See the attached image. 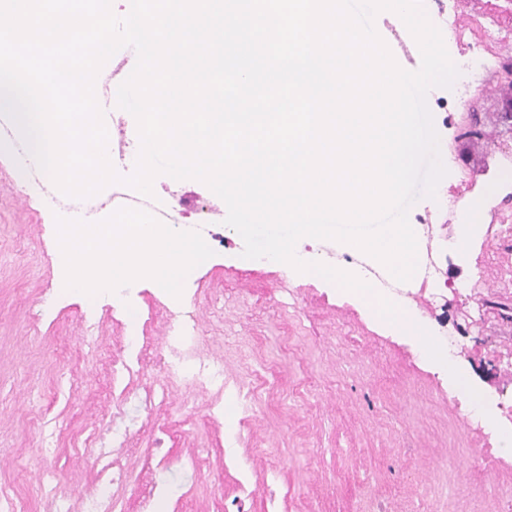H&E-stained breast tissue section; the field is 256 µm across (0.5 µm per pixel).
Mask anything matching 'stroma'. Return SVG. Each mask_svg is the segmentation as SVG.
<instances>
[{
	"label": "stroma",
	"instance_id": "1",
	"mask_svg": "<svg viewBox=\"0 0 512 512\" xmlns=\"http://www.w3.org/2000/svg\"><path fill=\"white\" fill-rule=\"evenodd\" d=\"M456 95L427 93L447 174L435 198H419L408 214L430 215L429 259L456 292L436 299L412 279L404 294L493 400L480 414L422 361L415 338L380 325L356 294L263 259L242 262L244 242L225 225L223 200L194 179L153 182L154 196L182 209L185 223L209 221L213 255L187 274L181 297L150 279L93 305L65 292L55 222L65 210L47 205L16 169L11 138L0 139V491L25 512H43L53 488L81 512L104 450L124 472L104 489L114 512H139L161 484L166 512H512L499 493L512 486V459L498 448L512 432V416L498 409L512 405V364L497 361L512 352V325L497 311L512 306V288L499 281L512 250L483 230L469 247H453L459 214L448 196L458 172L482 168L492 146L512 147V134L459 146L439 106ZM481 274L496 308L482 307L471 287ZM179 305L197 317L196 349L223 362L228 387H253L252 411L186 387L160 363L105 385L109 361L131 359L143 334L162 339ZM118 402L124 416L115 421Z\"/></svg>",
	"mask_w": 512,
	"mask_h": 512
}]
</instances>
